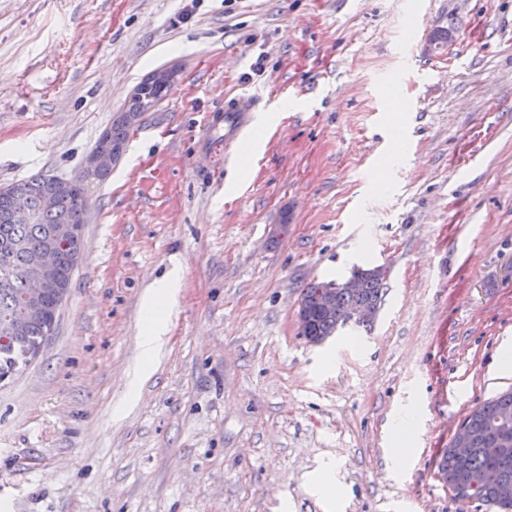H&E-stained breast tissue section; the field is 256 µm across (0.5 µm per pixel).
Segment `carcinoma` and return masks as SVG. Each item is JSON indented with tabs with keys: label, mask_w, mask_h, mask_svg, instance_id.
Returning a JSON list of instances; mask_svg holds the SVG:
<instances>
[{
	"label": "carcinoma",
	"mask_w": 512,
	"mask_h": 512,
	"mask_svg": "<svg viewBox=\"0 0 512 512\" xmlns=\"http://www.w3.org/2000/svg\"><path fill=\"white\" fill-rule=\"evenodd\" d=\"M171 84L153 74L145 78L130 101L128 111L142 113L164 98ZM130 127L120 118L112 122V144L125 145ZM85 178L60 179L37 174L0 189V381L15 375L35 357L46 337L54 332L61 307L58 290L70 288L76 265L84 250L83 227L86 219ZM53 195L54 205L44 207V198ZM26 200V209L16 208L17 196ZM73 227L77 232L62 237L59 231ZM52 248L57 266L50 274L51 286L39 301L25 302L27 285L24 271L41 253ZM360 288L351 293L336 289V314L317 310L309 313V334L325 340L347 326L367 328L369 322H356L346 311L360 306L381 307L384 283L378 268H357ZM512 415V390L476 407L465 417L475 437L476 451L465 461L452 450L443 455L440 472L448 485L474 482L487 470H495L512 482V451L507 455L491 450L488 431L496 420Z\"/></svg>",
	"instance_id": "1"
}]
</instances>
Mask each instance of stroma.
Instances as JSON below:
<instances>
[{"instance_id": "35a3bbf8", "label": "stroma", "mask_w": 512, "mask_h": 512, "mask_svg": "<svg viewBox=\"0 0 512 512\" xmlns=\"http://www.w3.org/2000/svg\"><path fill=\"white\" fill-rule=\"evenodd\" d=\"M161 69L171 90L88 185L54 332L0 383L7 512H497L439 466L512 389L490 376L512 344V0H0V187L78 176ZM229 93L287 105L246 170L201 137ZM374 266L371 330L298 336L305 288ZM175 267L159 360L114 416ZM416 411L408 410L401 415L395 423L396 435L399 439V446L392 448L390 461L392 466L403 469L407 466L412 448L407 447L415 429Z\"/></svg>"}]
</instances>
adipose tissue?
<instances>
[{
	"mask_svg": "<svg viewBox=\"0 0 512 512\" xmlns=\"http://www.w3.org/2000/svg\"><path fill=\"white\" fill-rule=\"evenodd\" d=\"M180 286L179 271H172L143 299V328L139 336L141 358L129 376V396H137L139 389L150 376L152 365L163 347L167 333V319L176 301Z\"/></svg>",
	"mask_w": 512,
	"mask_h": 512,
	"instance_id": "1",
	"label": "adipose tissue"
}]
</instances>
